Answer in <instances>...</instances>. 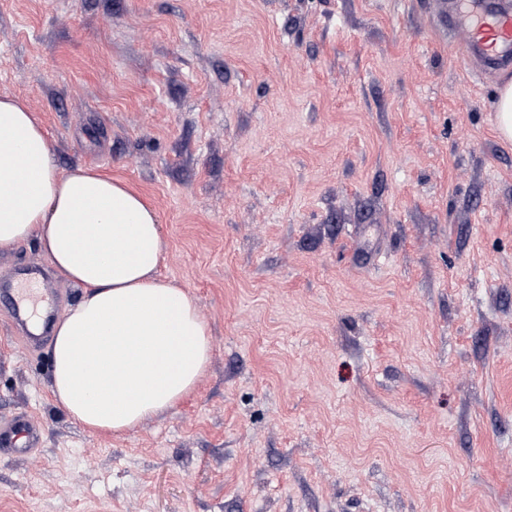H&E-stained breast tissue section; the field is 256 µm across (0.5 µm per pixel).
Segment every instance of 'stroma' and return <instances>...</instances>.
Returning a JSON list of instances; mask_svg holds the SVG:
<instances>
[{"instance_id": "35a3bbf8", "label": "stroma", "mask_w": 512, "mask_h": 512, "mask_svg": "<svg viewBox=\"0 0 512 512\" xmlns=\"http://www.w3.org/2000/svg\"><path fill=\"white\" fill-rule=\"evenodd\" d=\"M432 0H0V96L156 211L212 357L96 434L0 301V512H512V142ZM81 297L36 240L0 278ZM41 436L42 427L39 424L26 416H16L6 427L0 428V450L22 456L39 446Z\"/></svg>"}]
</instances>
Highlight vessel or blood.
I'll list each match as a JSON object with an SVG mask.
<instances>
[{"instance_id":"vessel-or-blood-1","label":"vessel or blood","mask_w":512,"mask_h":512,"mask_svg":"<svg viewBox=\"0 0 512 512\" xmlns=\"http://www.w3.org/2000/svg\"><path fill=\"white\" fill-rule=\"evenodd\" d=\"M449 36H462L476 66L475 79L512 68V12L496 0H435ZM42 436L39 424L24 416L14 417L0 428V448L21 456L38 447Z\"/></svg>"}]
</instances>
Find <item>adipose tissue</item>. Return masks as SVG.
Instances as JSON below:
<instances>
[{"mask_svg":"<svg viewBox=\"0 0 512 512\" xmlns=\"http://www.w3.org/2000/svg\"><path fill=\"white\" fill-rule=\"evenodd\" d=\"M32 238L83 290L50 346V388L73 420L118 434L194 390L210 333L188 294L158 274L166 242L155 212L92 168L60 172L33 111L0 97V248Z\"/></svg>","mask_w":512,"mask_h":512,"instance_id":"1","label":"adipose tissue"}]
</instances>
